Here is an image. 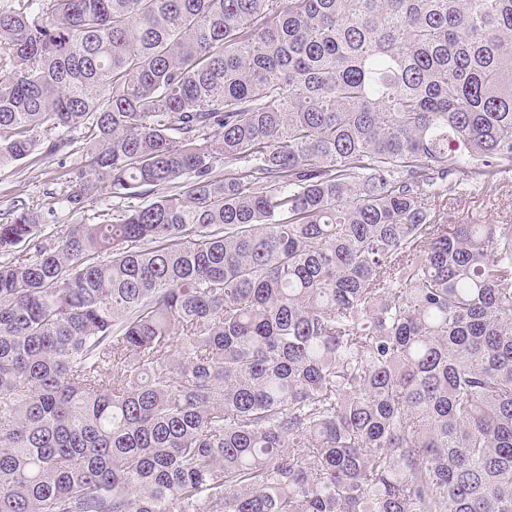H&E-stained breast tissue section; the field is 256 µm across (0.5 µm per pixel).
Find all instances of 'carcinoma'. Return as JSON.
I'll return each mask as SVG.
<instances>
[{"label":"carcinoma","mask_w":512,"mask_h":512,"mask_svg":"<svg viewBox=\"0 0 512 512\" xmlns=\"http://www.w3.org/2000/svg\"><path fill=\"white\" fill-rule=\"evenodd\" d=\"M41 151L0 512H512V224L445 212L512 173V0H0Z\"/></svg>","instance_id":"1"}]
</instances>
